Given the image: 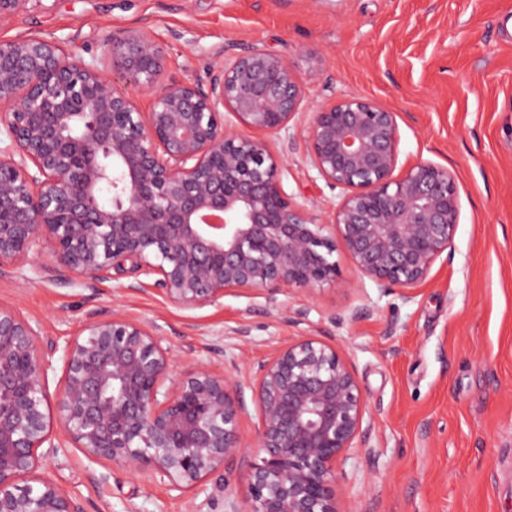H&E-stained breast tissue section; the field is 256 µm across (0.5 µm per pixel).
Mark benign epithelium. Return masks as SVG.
<instances>
[{
  "mask_svg": "<svg viewBox=\"0 0 512 512\" xmlns=\"http://www.w3.org/2000/svg\"><path fill=\"white\" fill-rule=\"evenodd\" d=\"M43 0H0V22ZM166 50L131 29L87 62L54 36L0 40V277L85 284L131 273L178 307L213 306L229 290L284 288L311 298L336 282L338 248L380 288L411 290L452 248L454 176L420 162L394 176L397 115L344 97L314 113L305 143L342 196L327 221L294 205L282 157L250 132L289 130L303 102L299 75L261 47L211 67L207 81L163 79ZM154 92L149 111L112 73ZM229 110L238 125L224 124ZM332 231H327V228ZM38 321L0 305V512H85L39 470L66 445L90 460L150 473L187 497L257 449L246 508L224 512H342L336 466L366 442L364 393L331 336H300L259 364L251 385L258 431L240 425L246 382L200 359L176 378L158 326L120 311L86 315L81 336L41 349ZM60 353L51 430L46 387Z\"/></svg>",
  "mask_w": 512,
  "mask_h": 512,
  "instance_id": "obj_1",
  "label": "benign epithelium"
}]
</instances>
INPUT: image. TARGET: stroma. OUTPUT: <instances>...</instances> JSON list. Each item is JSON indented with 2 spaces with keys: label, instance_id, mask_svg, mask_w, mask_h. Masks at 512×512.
Instances as JSON below:
<instances>
[{
  "label": "stroma",
  "instance_id": "stroma-1",
  "mask_svg": "<svg viewBox=\"0 0 512 512\" xmlns=\"http://www.w3.org/2000/svg\"><path fill=\"white\" fill-rule=\"evenodd\" d=\"M129 29L164 45L168 79L206 81L219 48L259 46L294 67L301 112L267 141L286 158L290 201L318 223L341 192L306 153L314 112L341 97L395 112L398 171L428 162L455 178L452 254L407 297L361 277L339 250L335 285L308 299L281 292L274 306L232 291L185 309L124 277L90 287L34 274L0 277V304L61 345L92 310L158 324L177 375L208 357L245 378L281 343L333 336L372 414L368 447L337 468L343 512H512V0H55L0 23V38L52 35L88 60ZM216 345L223 354H210ZM44 473L86 512H187L167 483L76 448Z\"/></svg>",
  "mask_w": 512,
  "mask_h": 512
}]
</instances>
